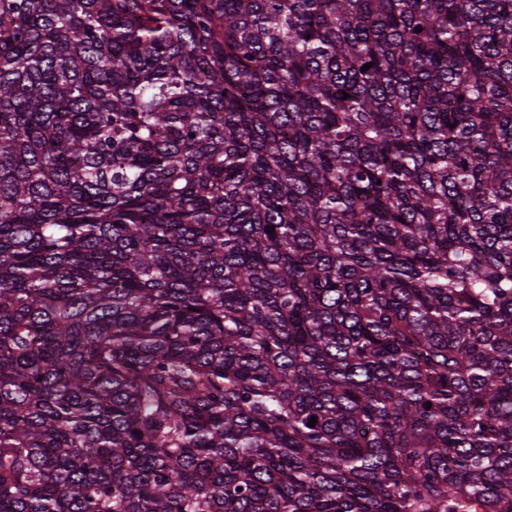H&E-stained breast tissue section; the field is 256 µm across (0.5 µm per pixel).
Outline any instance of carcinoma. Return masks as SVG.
Segmentation results:
<instances>
[{"label":"carcinoma","instance_id":"obj_1","mask_svg":"<svg viewBox=\"0 0 512 512\" xmlns=\"http://www.w3.org/2000/svg\"><path fill=\"white\" fill-rule=\"evenodd\" d=\"M0 512H512V0H0Z\"/></svg>","mask_w":512,"mask_h":512}]
</instances>
